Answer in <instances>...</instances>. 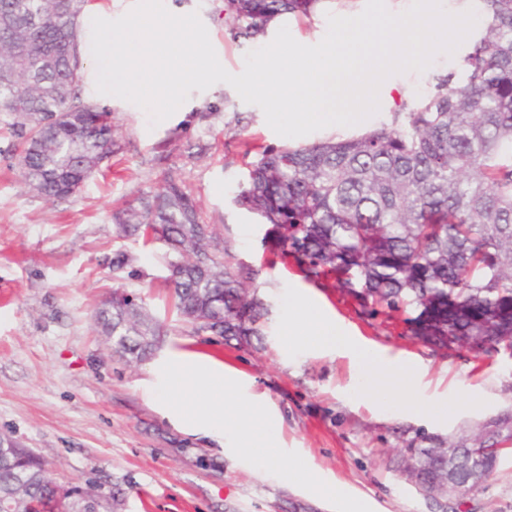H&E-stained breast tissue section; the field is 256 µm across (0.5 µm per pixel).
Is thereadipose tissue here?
I'll use <instances>...</instances> for the list:
<instances>
[{
    "instance_id": "obj_1",
    "label": "adipose tissue",
    "mask_w": 512,
    "mask_h": 512,
    "mask_svg": "<svg viewBox=\"0 0 512 512\" xmlns=\"http://www.w3.org/2000/svg\"><path fill=\"white\" fill-rule=\"evenodd\" d=\"M337 12L336 0H318L306 21L272 17L259 76L244 91L266 98L273 117L288 116L298 134L328 137L350 127L367 131L375 115L391 116L418 99L422 78L446 59L435 31L463 35L481 25L470 0H355ZM83 82L104 108L122 107L147 90L155 111L183 114V94L220 87L224 64L211 51L201 18L176 0H91L80 18ZM307 327L327 346L346 347L344 329L316 301L299 303ZM358 389L376 407L419 411L418 373L357 351Z\"/></svg>"
}]
</instances>
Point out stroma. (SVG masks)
<instances>
[{
    "label": "stroma",
    "mask_w": 512,
    "mask_h": 512,
    "mask_svg": "<svg viewBox=\"0 0 512 512\" xmlns=\"http://www.w3.org/2000/svg\"><path fill=\"white\" fill-rule=\"evenodd\" d=\"M192 6L207 19L225 66L250 69L263 40L233 37L224 0ZM112 118L119 153L61 201L31 191L10 140L0 137V435L30 448L58 483L119 492V512H333L320 496L181 432L160 412V369L187 351L223 363L246 397L268 409L279 447L372 512H446V498L426 496L402 476L407 451L490 448L512 436V354L478 336L422 341L415 311L385 324L370 317L368 300L335 288L333 279L310 280L280 256L273 225L234 196L250 154L291 143L287 117L272 121L228 86L176 125L164 124L143 94ZM168 173L230 242L234 263L253 271L267 308L262 344L233 348L169 332L149 359L125 363L99 336L95 311L113 289L107 259L118 248L140 271L127 291L142 296L163 326L179 321L163 280L164 246L116 238L112 224L118 201ZM301 297L320 303L356 344L420 366L419 396L446 404L448 424L377 410L355 389L351 353L308 331L286 335ZM468 501L470 512H512V455Z\"/></svg>",
    "instance_id": "35a3bbf8"
}]
</instances>
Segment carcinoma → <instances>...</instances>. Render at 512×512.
<instances>
[{"label":"carcinoma","instance_id":"cac0c4a2","mask_svg":"<svg viewBox=\"0 0 512 512\" xmlns=\"http://www.w3.org/2000/svg\"><path fill=\"white\" fill-rule=\"evenodd\" d=\"M486 17L473 33L460 71L433 77L391 125L345 139L268 147L251 163L234 203L278 232L280 251L307 276L336 274V287L371 298L373 314L418 308L430 336H485L512 341V0H474ZM87 0H0V126L19 151L31 189L47 200L70 197V182L89 179L98 154L120 150L112 113L81 95L78 17ZM317 0H224L234 37L264 32L282 13L309 15ZM39 12L42 26L26 15ZM92 111H86V107ZM120 238L167 246L162 256L180 332L230 346L262 335L266 308L249 269L232 264L185 185L169 176L156 189L112 211ZM118 287L96 311L113 356L141 362L159 346L162 325L123 281L139 277L134 258L109 259ZM497 457L472 463L460 454L458 495L493 476ZM406 479L442 493L448 455L432 448L409 457ZM82 490L61 489L44 463L12 441L0 449V495L18 512L79 507Z\"/></svg>","mask_w":512,"mask_h":512}]
</instances>
